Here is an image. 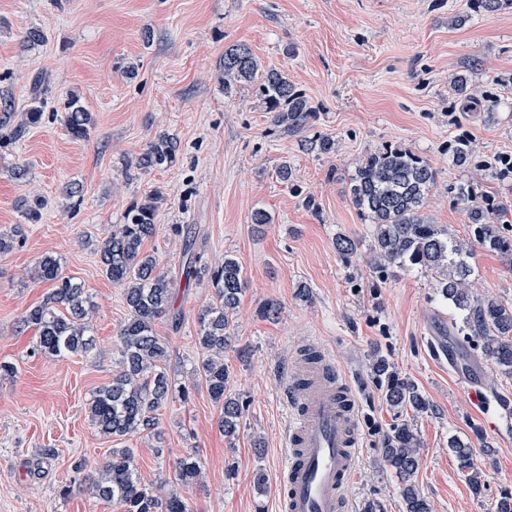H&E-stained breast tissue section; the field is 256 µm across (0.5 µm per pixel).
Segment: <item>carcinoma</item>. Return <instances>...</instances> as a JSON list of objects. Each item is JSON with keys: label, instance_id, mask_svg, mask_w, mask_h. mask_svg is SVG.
Returning <instances> with one entry per match:
<instances>
[{"label": "carcinoma", "instance_id": "obj_1", "mask_svg": "<svg viewBox=\"0 0 512 512\" xmlns=\"http://www.w3.org/2000/svg\"><path fill=\"white\" fill-rule=\"evenodd\" d=\"M224 94L241 83L252 85L255 95L272 123L290 135L311 129L317 118L308 100L296 91L288 77L271 69L261 70L252 51L244 45L224 50ZM455 91L465 106L482 105L470 96L468 79H456ZM64 125L75 139H84L94 123L88 112L71 95L65 102ZM42 105H33L24 119L12 124V112L3 108L0 130L9 142L18 141L31 126L41 122ZM310 150L323 155L336 152L333 138L323 135L308 140ZM178 142L163 133L148 143L135 161V169L147 172L169 167L177 160ZM448 152L459 166L477 164L488 175L505 178L512 175V162H475L471 142L461 138L448 145ZM437 185V171L421 156L405 149L385 147L363 156L349 186L350 200L357 211L374 225L371 264L383 278L393 266L426 267L435 273L441 296L463 312L456 333L480 345L484 355L493 358L504 373L512 375V305L496 298H479L469 288L472 268L469 250L457 242L448 230L434 224L424 213L429 193ZM448 194L463 212L474 241L486 250L512 254V238L503 225L512 222L494 209L489 199L473 184L448 186ZM159 195L152 194L130 206L123 223L113 226L100 247V263L106 277L124 287L128 318L116 332L120 359L112 380L94 392L90 400L91 420L104 435L128 440L151 434L158 425L157 412L170 399H185L190 388L172 383L167 371L168 350L155 333V325L173 313L172 282L159 269L156 258L144 250L145 241L156 232ZM20 206L31 223L40 219L43 201L23 199ZM186 279L207 276L215 290V302L197 316L198 342L206 357L197 367L207 391L218 406V426L226 437L236 434L245 406L227 393L229 370L224 350L230 338V321L245 288L242 264L226 256L224 263L200 266L191 233L183 240ZM31 277L52 284L44 301L28 310L21 327L35 330L33 351L55 357L88 353L93 339L88 335L93 305L81 285L63 274L60 262L44 256ZM371 376L382 392L395 421L383 435L380 461L393 471L402 487L403 512H430L427 501L418 492L414 477L420 462V439L413 424L403 418L405 411L416 413L428 408L427 400L415 384L402 376L386 357L378 355L370 364ZM201 474L198 458L189 453L175 463L176 480L188 485ZM85 487L95 497L118 504L121 512H189L187 502L176 493L166 496L141 484L134 449L114 448L111 458L94 467L85 478Z\"/></svg>", "mask_w": 512, "mask_h": 512}]
</instances>
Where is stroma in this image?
I'll list each match as a JSON object with an SVG mask.
<instances>
[{
    "mask_svg": "<svg viewBox=\"0 0 512 512\" xmlns=\"http://www.w3.org/2000/svg\"><path fill=\"white\" fill-rule=\"evenodd\" d=\"M458 15L463 23L451 24ZM33 28L45 39L29 46L23 37ZM234 44L249 47L262 68L287 74L317 114L315 132L335 139V155L275 128L248 86L225 95L221 62ZM131 64L132 77L125 73ZM463 71L480 94L495 97L493 113L462 109L453 81ZM37 77L47 100L41 123L0 148V233L24 229L23 241L0 255V512H117L84 491L79 468L117 445L97 432L89 412L92 394L112 378L116 331L128 317L124 288L102 272L99 249L129 205L152 193L162 200L145 249L173 279L180 314L155 330L168 348L170 377L191 393L161 408V440H131L142 484L165 485L190 512H276L284 382L299 347L313 342L346 376L358 405L363 446L348 490L353 512L373 501L383 512H402V484L378 464L393 413L370 376L375 352L429 403L411 421L421 443L414 481L431 512H497L512 492V377L457 347L452 335L441 338L455 348V364L435 358L439 323L459 312L431 271L396 266L377 277L369 265L372 226L351 204L347 184L363 155L393 146L436 168L425 212L456 240L469 236L450 184L473 182L512 210L511 178L456 167L448 153L464 135L481 157H512V9L488 12L474 0H0V102L9 101L15 119ZM70 94L94 118L83 140L63 122L60 105ZM161 133L177 138L176 163L129 175L128 163ZM283 164L319 211L278 180ZM22 165L29 173L20 179ZM72 186L80 192L76 210L66 196ZM36 196L45 206L40 223L30 224L19 202ZM257 209L271 217L260 230L251 222ZM178 224L192 225L208 264L230 255L244 269L224 353L227 392L245 405L231 439L217 428L205 384L194 380L202 357L198 311L215 293L206 279H185ZM341 234L357 244L348 261L336 249ZM46 255L91 297V354L35 353L33 329L18 328L49 292V283L30 278ZM469 262L476 293L512 302V255L476 245ZM268 299L281 304L278 319L259 316ZM7 364L13 372H4ZM468 367L507 408L493 403L485 420L476 418L457 378ZM454 439L471 448L481 494L450 449ZM190 453L202 474L185 487L174 464Z\"/></svg>",
    "mask_w": 512,
    "mask_h": 512,
    "instance_id": "35a3bbf8",
    "label": "stroma"
}]
</instances>
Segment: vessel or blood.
<instances>
[{
  "mask_svg": "<svg viewBox=\"0 0 512 512\" xmlns=\"http://www.w3.org/2000/svg\"><path fill=\"white\" fill-rule=\"evenodd\" d=\"M286 461L278 472L280 512H350L347 491L362 446L354 393L324 355L298 360L286 382Z\"/></svg>",
  "mask_w": 512,
  "mask_h": 512,
  "instance_id": "b4317fda",
  "label": "vessel or blood"
}]
</instances>
